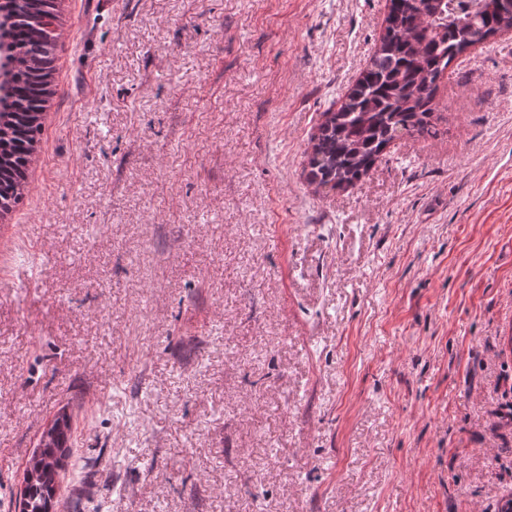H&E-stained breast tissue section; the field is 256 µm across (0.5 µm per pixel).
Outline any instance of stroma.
Returning a JSON list of instances; mask_svg holds the SVG:
<instances>
[{
  "label": "stroma",
  "instance_id": "35a3bbf8",
  "mask_svg": "<svg viewBox=\"0 0 512 512\" xmlns=\"http://www.w3.org/2000/svg\"><path fill=\"white\" fill-rule=\"evenodd\" d=\"M0 220V512H497L512 494V33L355 185L305 153L386 0H62ZM52 424L42 434L47 433ZM71 439V417L60 414L51 429L48 446L42 450V443H39L32 454L40 455L34 459V475L26 488V512H50L45 510V505L56 487L62 464L70 454Z\"/></svg>",
  "mask_w": 512,
  "mask_h": 512
}]
</instances>
